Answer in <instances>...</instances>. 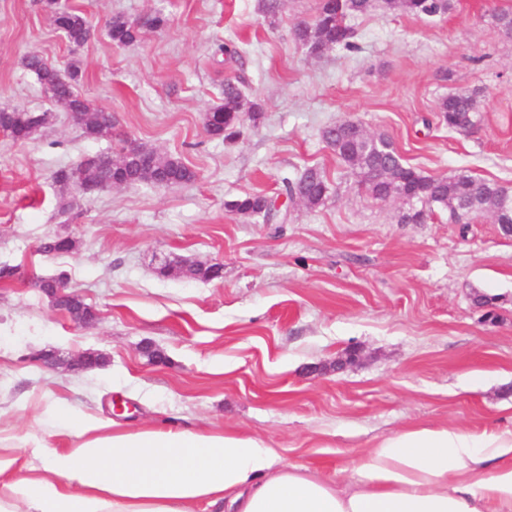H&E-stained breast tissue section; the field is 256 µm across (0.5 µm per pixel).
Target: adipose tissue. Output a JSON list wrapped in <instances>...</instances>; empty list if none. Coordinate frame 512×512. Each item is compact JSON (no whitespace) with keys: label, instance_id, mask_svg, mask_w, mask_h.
Segmentation results:
<instances>
[{"label":"adipose tissue","instance_id":"ef3b65f1","mask_svg":"<svg viewBox=\"0 0 512 512\" xmlns=\"http://www.w3.org/2000/svg\"><path fill=\"white\" fill-rule=\"evenodd\" d=\"M54 448L0 444V512H512V430L415 426L379 439L352 479L282 463L231 430L132 428L53 398Z\"/></svg>","mask_w":512,"mask_h":512}]
</instances>
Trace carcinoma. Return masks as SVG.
Wrapping results in <instances>:
<instances>
[{"label":"carcinoma","mask_w":512,"mask_h":512,"mask_svg":"<svg viewBox=\"0 0 512 512\" xmlns=\"http://www.w3.org/2000/svg\"><path fill=\"white\" fill-rule=\"evenodd\" d=\"M54 25L70 44L81 47L94 36V28L87 18L57 0H46ZM380 9L402 11L414 16H443L454 9V0H319L316 14L311 21L298 23L293 31L294 39L311 56H320L335 47L355 49L354 27L351 21ZM492 20L503 32H512V6L495 8ZM108 35L117 46H128L140 39L141 27L137 22L122 15L113 16L107 23ZM24 66L33 72L43 92L58 106L68 112L70 120L82 130L84 137L99 140L112 137L116 122L112 113L92 106L76 90L82 75L78 61L70 63L65 71L49 65L37 54L24 59ZM478 91L454 92L442 98L436 112L448 128L466 131L474 128L480 120ZM263 117V108L256 99L249 98L242 88L231 80L224 82V103L205 114V129L217 139H233L240 134L244 120L258 124ZM47 112L0 109V130L13 141L24 143L49 124ZM327 144L336 150L342 160L365 188L369 196L377 201L386 200L380 184L373 181V173L380 169L400 171L399 188L410 193L412 203L406 205L400 216L402 223L412 220L424 224L437 207L450 209L455 205L470 211V219L497 214L501 224H512V190L497 183L477 180L467 174L454 177L425 176L416 169L402 163L393 142L383 134L375 138H359L351 121H338L324 132ZM118 173L133 186L155 183V174H164L173 185L191 183L196 173L180 158L154 153L150 148L139 145L135 149L122 146L117 153L89 166L77 165L62 168L55 174V180L62 187L70 185V179L95 182L105 185ZM284 192L288 198L298 195L302 203L310 208L324 205L328 196L326 178L320 168L309 166L294 180L284 181ZM273 201L261 194L247 195L229 204L231 211L248 217H256L268 224L275 219L270 213ZM185 277L199 281L212 279L208 267L199 265L181 269L175 274L162 272L160 276Z\"/></svg>","instance_id":"obj_1"}]
</instances>
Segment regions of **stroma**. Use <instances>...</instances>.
Wrapping results in <instances>:
<instances>
[{
  "mask_svg": "<svg viewBox=\"0 0 512 512\" xmlns=\"http://www.w3.org/2000/svg\"><path fill=\"white\" fill-rule=\"evenodd\" d=\"M95 26L80 48L44 0H0V107L49 112L25 143L0 134V266L23 280L0 288V425L33 427L47 393L132 426L177 422L255 434L291 464L351 468L374 438L445 423L473 434L512 429V237L490 218L402 224L401 204L373 201L323 139L339 121L389 137L429 176L465 173L512 187V37L490 0L451 13L381 10L354 20L355 50L314 57L293 39L319 0H63ZM143 22L119 47L106 23ZM164 27H149L155 15ZM229 43L237 53H217ZM36 53L58 69L80 61L78 92L112 111L111 138L89 140L23 65ZM240 80L261 101L260 123L212 138L203 115ZM480 90L482 120L451 131L436 104ZM132 138L196 173L178 186L62 190L58 169ZM323 170L315 209L286 200L282 181ZM263 193L288 211L263 224L229 211ZM74 251L40 252L47 238ZM223 265L210 282L159 277V258ZM64 277L99 314L84 327L56 310L29 275ZM492 297L488 306L475 295ZM166 357L152 364L142 346ZM102 358L74 373L44 368ZM126 404L114 414V402Z\"/></svg>",
  "mask_w": 512,
  "mask_h": 512,
  "instance_id": "stroma-1",
  "label": "stroma"
}]
</instances>
